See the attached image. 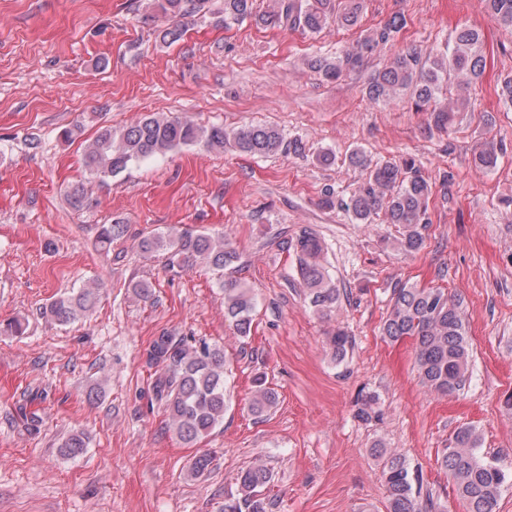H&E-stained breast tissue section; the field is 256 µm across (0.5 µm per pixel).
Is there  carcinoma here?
<instances>
[{"label":"carcinoma","instance_id":"obj_1","mask_svg":"<svg viewBox=\"0 0 512 512\" xmlns=\"http://www.w3.org/2000/svg\"><path fill=\"white\" fill-rule=\"evenodd\" d=\"M489 16L499 26L512 27V0H486ZM205 7V0H154V8L173 22L159 30L165 44L183 39L184 29L175 19ZM254 0H224V21H240L253 14ZM362 0H272L261 20L316 34L336 20L344 27L358 25ZM406 25L401 14L392 15L360 45L334 58L316 56L308 67L324 80L334 81L345 71L361 67L364 53L379 43L393 39ZM482 30L460 27L455 30L453 47L448 54H425L414 48L388 60L369 79L366 96L375 102L391 103L406 92L421 109L431 110L433 125L439 130L453 126L456 113L465 111L467 99L459 96L448 105H439L448 85L470 86L486 74L487 57ZM497 96L512 107V72L501 76ZM202 145L208 149L232 148L253 156H267L278 151H303L302 143L287 141L279 129L269 125H249L226 130L222 125L202 126L180 117L146 116L120 131L102 128L86 146L82 167L94 179L104 182L134 164L187 146ZM503 141L484 140L473 154L475 166L492 169ZM349 164L365 173L363 182L350 198L342 202L346 211L362 224L384 212L386 222L396 224L400 237L396 249L402 254L419 251L425 242L429 225L427 212L431 184L412 158L375 162L361 150L349 155ZM88 199L87 183L70 186L67 202L82 208ZM125 224H104L99 232L102 247L122 239ZM144 254L162 256L170 265L204 264L217 275L224 289V314L234 332L241 338L251 332L255 308L250 289L236 280H224V270L238 261L237 252L222 237L194 233L174 227L145 236L139 241ZM323 248L317 236L303 230L296 245L297 274L313 311L327 318L336 309L340 289L321 261ZM97 288L87 287L72 295L53 300L44 314L59 325L83 319L95 306ZM383 333L392 341H412L415 362L422 383L431 391L451 394L465 385L471 357L462 301L444 288H418L403 285L393 290L390 311ZM331 358L342 363L352 349V338L336 328L327 336ZM145 364L153 370L148 383L150 400L164 407L168 425L186 444H195L224 423L226 388L224 349L194 336H176L161 332L145 352ZM277 402V394L266 386L263 378L255 379L251 411L262 414ZM377 397L361 396L358 417L371 420ZM83 434L71 435L64 453L78 457L85 452ZM481 436L472 425L459 427L442 449L441 463L454 481L458 497L466 505L465 512H499V499L506 480L504 471L480 452ZM384 458L381 471L388 493L390 512H437V503L428 491L423 471L413 466L402 454L387 448L374 449ZM215 456L204 452L196 456L190 469L195 475L211 470ZM270 469L256 462L242 470L236 478V489L224 497V512H268L265 489L270 483Z\"/></svg>","mask_w":512,"mask_h":512}]
</instances>
